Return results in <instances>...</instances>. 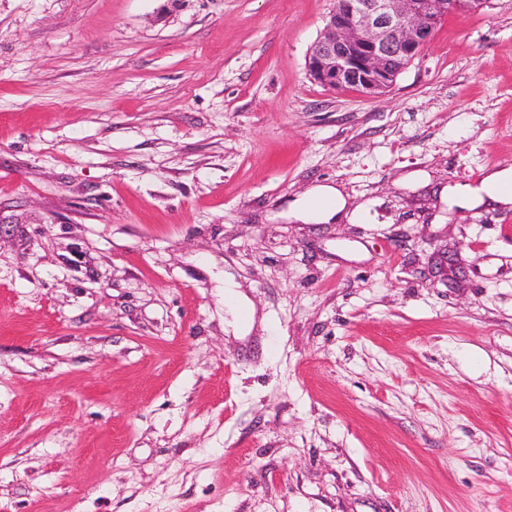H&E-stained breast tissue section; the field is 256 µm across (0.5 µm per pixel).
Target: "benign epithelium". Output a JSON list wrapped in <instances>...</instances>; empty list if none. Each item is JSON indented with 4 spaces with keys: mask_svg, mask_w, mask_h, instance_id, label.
I'll return each instance as SVG.
<instances>
[{
    "mask_svg": "<svg viewBox=\"0 0 512 512\" xmlns=\"http://www.w3.org/2000/svg\"><path fill=\"white\" fill-rule=\"evenodd\" d=\"M489 0H335L307 59L310 77L331 89L387 93L401 63L417 58L448 12L481 10Z\"/></svg>",
    "mask_w": 512,
    "mask_h": 512,
    "instance_id": "1",
    "label": "benign epithelium"
}]
</instances>
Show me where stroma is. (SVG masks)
<instances>
[{
	"label": "stroma",
	"mask_w": 512,
	"mask_h": 512,
	"mask_svg": "<svg viewBox=\"0 0 512 512\" xmlns=\"http://www.w3.org/2000/svg\"><path fill=\"white\" fill-rule=\"evenodd\" d=\"M334 2L0 0V512H512V0L374 98ZM512 186V169L490 170L479 186L463 185L451 193L452 202L459 207L474 208L482 204L496 203L508 206L512 203V192L504 188ZM345 206L339 192L330 186H320L300 200L296 215L303 220L328 221Z\"/></svg>",
	"instance_id": "stroma-1"
}]
</instances>
